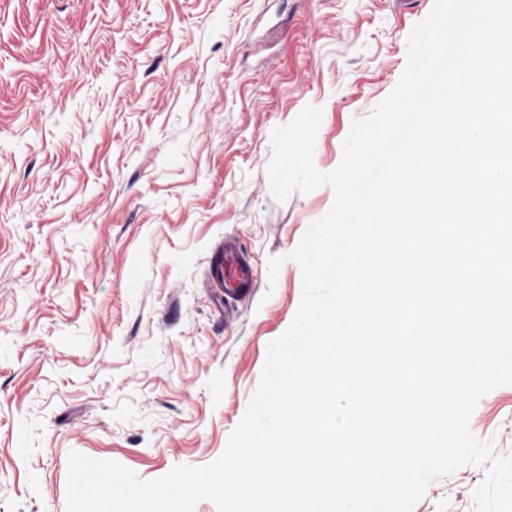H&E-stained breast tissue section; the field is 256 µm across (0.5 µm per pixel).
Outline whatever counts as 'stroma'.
I'll list each match as a JSON object with an SVG mask.
<instances>
[{
  "label": "stroma",
  "mask_w": 512,
  "mask_h": 512,
  "mask_svg": "<svg viewBox=\"0 0 512 512\" xmlns=\"http://www.w3.org/2000/svg\"><path fill=\"white\" fill-rule=\"evenodd\" d=\"M433 3L0 0V512H67L74 451L143 480L223 453L334 201L272 196V132L322 108L334 170ZM228 236L257 271L241 297L207 285ZM470 428L512 453V385ZM487 471L413 512H474Z\"/></svg>",
  "instance_id": "stroma-1"
}]
</instances>
